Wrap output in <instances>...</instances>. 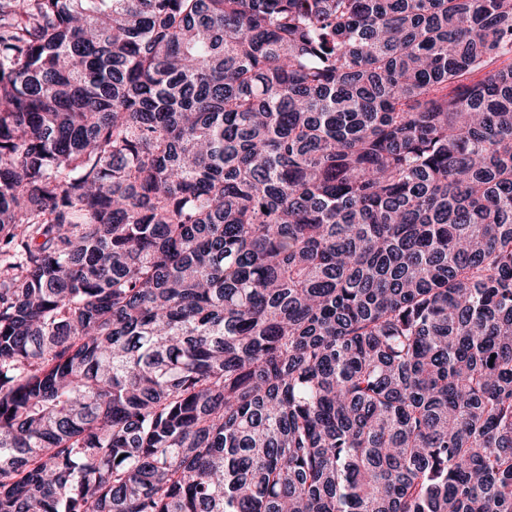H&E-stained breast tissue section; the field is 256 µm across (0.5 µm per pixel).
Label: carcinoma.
Masks as SVG:
<instances>
[{"instance_id": "cac0c4a2", "label": "carcinoma", "mask_w": 512, "mask_h": 512, "mask_svg": "<svg viewBox=\"0 0 512 512\" xmlns=\"http://www.w3.org/2000/svg\"><path fill=\"white\" fill-rule=\"evenodd\" d=\"M0 512H512V0H0Z\"/></svg>"}]
</instances>
